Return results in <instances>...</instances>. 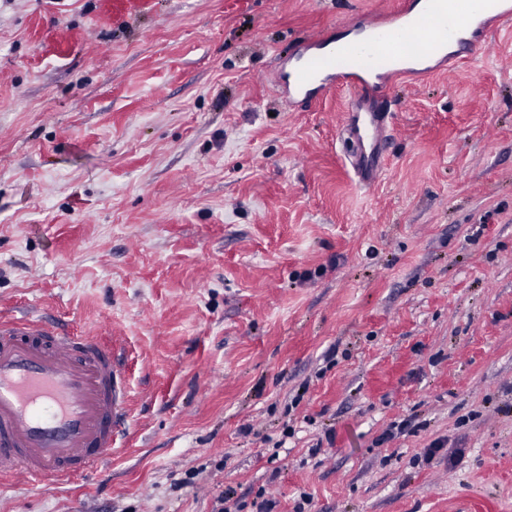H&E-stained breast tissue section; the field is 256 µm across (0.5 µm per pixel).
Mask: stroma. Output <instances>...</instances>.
<instances>
[{
    "mask_svg": "<svg viewBox=\"0 0 512 512\" xmlns=\"http://www.w3.org/2000/svg\"><path fill=\"white\" fill-rule=\"evenodd\" d=\"M398 2L0 0V316L111 342L130 409L0 512H512V30L395 84L367 187L349 92L266 83Z\"/></svg>",
    "mask_w": 512,
    "mask_h": 512,
    "instance_id": "1",
    "label": "stroma"
}]
</instances>
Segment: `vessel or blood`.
<instances>
[{
  "mask_svg": "<svg viewBox=\"0 0 512 512\" xmlns=\"http://www.w3.org/2000/svg\"><path fill=\"white\" fill-rule=\"evenodd\" d=\"M512 25V0H401L389 18L344 22L345 38L308 37L310 54L279 68L273 88L311 99L349 89V158L362 175L366 144L394 124L387 88L377 78L428 76L439 63H460L487 43V20ZM128 421L123 372L111 343L67 323L0 317V477L51 488L97 470Z\"/></svg>",
  "mask_w": 512,
  "mask_h": 512,
  "instance_id": "vessel-or-blood-1",
  "label": "vessel or blood"
}]
</instances>
